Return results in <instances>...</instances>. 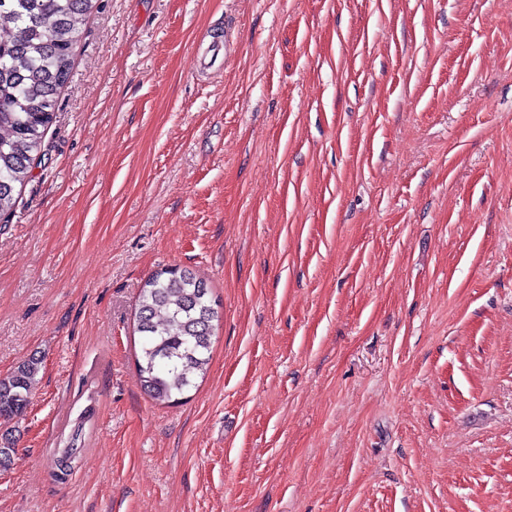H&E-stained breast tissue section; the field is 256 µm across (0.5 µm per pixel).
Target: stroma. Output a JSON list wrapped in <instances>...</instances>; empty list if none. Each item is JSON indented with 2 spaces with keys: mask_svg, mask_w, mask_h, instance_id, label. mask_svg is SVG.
<instances>
[{
  "mask_svg": "<svg viewBox=\"0 0 512 512\" xmlns=\"http://www.w3.org/2000/svg\"><path fill=\"white\" fill-rule=\"evenodd\" d=\"M101 4L0 221V512H512V0ZM171 267L218 321L160 405ZM138 302V380L154 400L178 402L210 364L218 318L211 288L190 269L167 268L148 277ZM40 365L41 359L33 355L6 377L0 378V420L4 423L15 419L18 422L24 416Z\"/></svg>",
  "mask_w": 512,
  "mask_h": 512,
  "instance_id": "obj_1",
  "label": "stroma"
}]
</instances>
